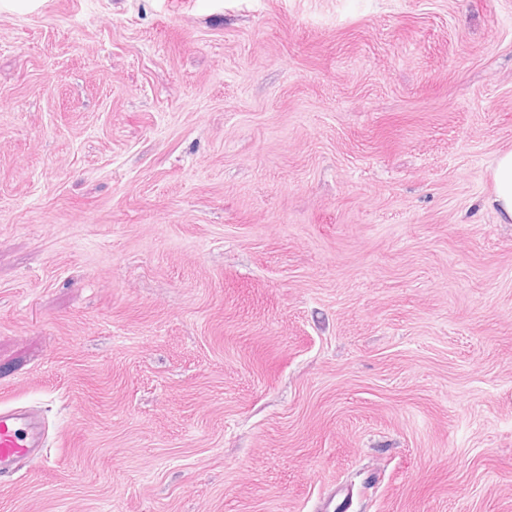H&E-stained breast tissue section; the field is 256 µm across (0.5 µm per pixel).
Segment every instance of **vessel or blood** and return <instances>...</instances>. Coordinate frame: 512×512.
Here are the masks:
<instances>
[{"label":"vessel or blood","mask_w":512,"mask_h":512,"mask_svg":"<svg viewBox=\"0 0 512 512\" xmlns=\"http://www.w3.org/2000/svg\"><path fill=\"white\" fill-rule=\"evenodd\" d=\"M44 446L42 423L32 411L0 405V478L12 477L21 461L40 456Z\"/></svg>","instance_id":"b4317fda"}]
</instances>
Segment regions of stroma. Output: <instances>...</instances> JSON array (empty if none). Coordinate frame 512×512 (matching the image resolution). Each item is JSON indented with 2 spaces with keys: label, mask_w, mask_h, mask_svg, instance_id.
<instances>
[{
  "label": "stroma",
  "mask_w": 512,
  "mask_h": 512,
  "mask_svg": "<svg viewBox=\"0 0 512 512\" xmlns=\"http://www.w3.org/2000/svg\"><path fill=\"white\" fill-rule=\"evenodd\" d=\"M512 0H0V512H512ZM490 203L503 224L512 223V151L500 153L492 168ZM45 446L41 421L27 409L0 405V478L18 472V464L39 457Z\"/></svg>",
  "instance_id": "obj_1"
}]
</instances>
